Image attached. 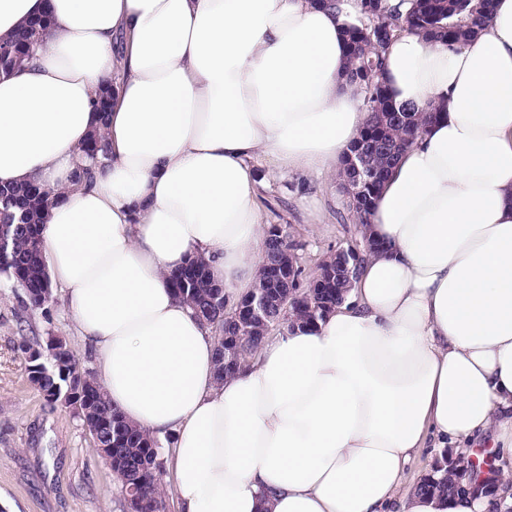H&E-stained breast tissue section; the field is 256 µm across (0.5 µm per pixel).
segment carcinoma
I'll return each mask as SVG.
<instances>
[{
    "mask_svg": "<svg viewBox=\"0 0 512 512\" xmlns=\"http://www.w3.org/2000/svg\"><path fill=\"white\" fill-rule=\"evenodd\" d=\"M409 9L401 12L388 0H356L358 24L345 31L347 62L345 75L362 93L363 111L370 114L358 138L350 145L364 148L368 165L379 178L367 183L357 195L348 196L353 223H369V215L389 168L412 144L419 127L441 116L442 109L429 104L427 110L415 112L397 106L386 96L384 84L388 43L404 30H414L449 47L464 46L487 18L492 0H408ZM48 30V20L36 17L25 21L11 37L0 40V76L17 74L41 47ZM100 125L79 149L81 163L74 171L78 183H91L97 169L111 157L107 125L112 112V86H107L95 103ZM52 192L36 183L0 185V224L11 226L12 238L7 255L0 256V277L13 288L21 289L29 304L46 310L54 295L48 274L47 258L41 237L50 208ZM370 245L361 250L349 245L337 248L336 264L320 263L315 279L318 288H278L265 286L267 271H262L260 286L266 287L271 303L266 314L255 321H237L239 306H228L224 288L209 275L205 261L191 258L171 277L175 295L206 325L217 340L216 373L222 379L236 367H224V338L237 340V360H244L274 327L312 326L340 303L346 294L343 260H364ZM81 381L89 402L81 403L76 412L90 432L94 445L112 448V473L124 512H157L166 506L162 490L164 475L163 442L130 423L106 399L96 377L73 360L63 346L45 366L38 389L51 407L60 403L72 384ZM466 467L459 458L443 454L433 469L417 485L420 493L448 498L465 492Z\"/></svg>",
    "mask_w": 512,
    "mask_h": 512,
    "instance_id": "cac0c4a2",
    "label": "carcinoma"
}]
</instances>
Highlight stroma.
Here are the masks:
<instances>
[{
  "mask_svg": "<svg viewBox=\"0 0 512 512\" xmlns=\"http://www.w3.org/2000/svg\"><path fill=\"white\" fill-rule=\"evenodd\" d=\"M260 171L261 209L299 242L305 276L337 247L360 243L336 180L278 174L266 163ZM34 335L61 339L82 368L95 367L63 296L45 312L31 307L23 291L0 284V512H123L112 470L77 413L47 407L30 383L22 344Z\"/></svg>",
  "mask_w": 512,
  "mask_h": 512,
  "instance_id": "stroma-1",
  "label": "stroma"
}]
</instances>
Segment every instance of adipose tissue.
Instances as JSON below:
<instances>
[{
  "label": "adipose tissue",
  "mask_w": 512,
  "mask_h": 512,
  "mask_svg": "<svg viewBox=\"0 0 512 512\" xmlns=\"http://www.w3.org/2000/svg\"><path fill=\"white\" fill-rule=\"evenodd\" d=\"M41 15L44 45L0 79V184L56 194L50 278L113 408L174 434L179 512H390L426 444L512 451V0H493L463 47L410 31L391 43L390 97L444 112L373 205L380 251L316 326L267 337L221 381L169 277L203 257L237 302L266 250L257 161L338 170L368 118L343 77L355 2L0 0V39ZM107 84L112 158L75 189Z\"/></svg>",
  "instance_id": "adipose-tissue-1"
}]
</instances>
